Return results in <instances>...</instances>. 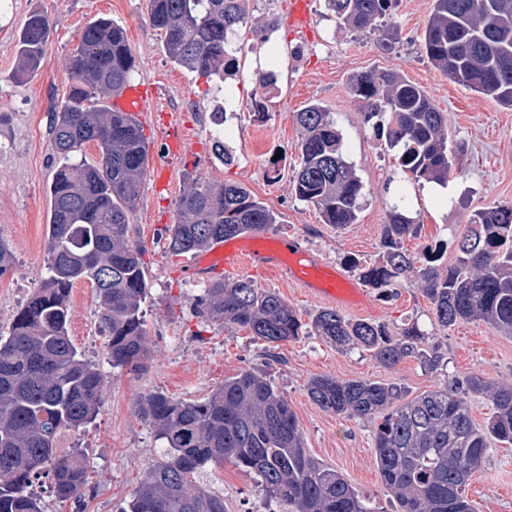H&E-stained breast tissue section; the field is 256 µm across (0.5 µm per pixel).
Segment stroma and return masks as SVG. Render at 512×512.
I'll return each instance as SVG.
<instances>
[{
    "label": "stroma",
    "instance_id": "35a3bbf8",
    "mask_svg": "<svg viewBox=\"0 0 512 512\" xmlns=\"http://www.w3.org/2000/svg\"><path fill=\"white\" fill-rule=\"evenodd\" d=\"M288 2L248 0V22L239 30L244 53L226 83L239 89L238 111L224 123V157L219 160L207 132L213 126L212 109L225 99V85H206L167 58L162 37L150 22L148 0H0V241L13 256L11 268L0 275V332L8 329L46 273L47 189L62 162L49 131L50 112L66 99L65 60L89 22L108 18L124 28L137 65L134 82L161 86L163 104L176 111L195 137L192 151L173 164L171 193L158 195L143 185L130 216L131 233L145 250L150 284L143 304L150 347L146 372L134 375L113 367L108 338L99 327L95 289L80 282L71 292V339L101 372L106 390L95 421L63 431L56 441L61 457L87 449L92 468L86 487L80 497L61 500L48 484H36L44 512H124L161 455L153 426L137 410L138 400L154 391L201 400L244 369L261 372L288 399L310 455L370 495L379 512H394L392 496L377 472L372 422L324 411L308 397V381L318 374L371 379L400 386L410 399L444 382L464 387L473 374L512 381V335L478 321L439 326L429 299L411 278L402 280L390 299L369 289L370 309H349L345 315L383 324L394 333L418 322L427 334V348L442 358L433 373L413 358L387 368L365 351L342 353L313 334L272 349L247 332L203 326L195 317V300L209 281L186 272V257L167 252L160 239L163 226L154 220L161 213L175 215L177 200L193 177L216 189L227 182L245 185L278 213L275 234L302 239L350 281H358V267L379 260L382 226L389 221L386 186L400 171L349 93L354 75L399 72L424 88L448 116L449 145L458 162L450 176L455 199L446 209L425 196L422 185L408 184L410 207L418 212L421 227L417 236L404 239V249L415 252L442 241L448 245L444 262L454 263L455 236L472 215L512 203V107L471 92L430 63L423 42L432 0H399L388 22L364 33L340 28L325 0H311L310 29L299 32L288 24ZM35 11L49 17L51 36L40 68L19 78V33ZM269 56L276 59L278 82L267 95L268 113L260 121L249 110L251 98L262 92L253 70L257 59ZM312 103L333 113L347 158L364 187L357 223L342 230L324 224L313 205L291 193L300 138L293 115ZM279 153L287 163L272 180L266 169ZM253 281L282 296L302 323H310L323 307L322 301L278 277L257 275ZM200 482L223 496L226 512H269L252 475L232 464L209 468ZM466 495L475 512H512V447L492 443Z\"/></svg>",
    "mask_w": 512,
    "mask_h": 512
}]
</instances>
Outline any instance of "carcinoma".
<instances>
[{
  "label": "carcinoma",
  "instance_id": "cac0c4a2",
  "mask_svg": "<svg viewBox=\"0 0 512 512\" xmlns=\"http://www.w3.org/2000/svg\"><path fill=\"white\" fill-rule=\"evenodd\" d=\"M433 0L424 35L428 59L455 83L512 106V0ZM246 0H149L150 22L163 34L171 62L206 82L224 81L238 68L243 45L230 41L246 24ZM397 0H326L339 24L356 32L386 21ZM46 15H30L19 34L17 76L35 71L50 37ZM69 94L51 112V132L63 162L49 185L47 274L17 310L8 336L0 335V512H42L33 490L43 477L63 498L87 484L89 461L76 451L56 458L58 435L94 421L103 379L72 342L70 295L91 282L100 299V327L108 336L115 368L139 373L149 357L142 304L148 283L142 247L130 235V215L140 197L148 141L137 117L112 111L105 101L131 82L135 60L125 31L98 19L81 32L66 60ZM380 144L394 151L402 178L391 193L383 225L381 259L359 269L381 296L394 295L413 275L433 305L437 323L482 321L512 333V204L476 212L456 239L458 256L442 265L441 246L419 253L402 247L418 235L404 182L447 184L454 161L448 118L428 93L402 75L369 72L349 86ZM302 134L300 167L292 181L298 200L314 205L324 223L344 229L356 223L363 184L345 155L344 137L324 106L294 113ZM94 143V163L74 156ZM279 216L245 186L218 190L191 182L179 197L175 223L165 227L174 255L198 252L244 233H262ZM205 323L246 330L269 344L299 338L303 323L279 294L249 278L214 281L195 302ZM312 330L336 349L368 351L378 364L395 367L417 358L434 372L441 357L425 349L414 323L393 334L385 325L352 321L334 309L319 311ZM310 399L337 415L374 423L380 481L397 512H472L465 496L490 441L512 445V383L467 378L466 393L493 407L475 424L466 397L444 386L411 400L395 384L370 379L312 377ZM140 414L155 428L160 461L133 492L126 512H224V498L190 489L210 466L231 463L253 475L276 512H371L343 475L304 448L288 399L250 369L224 379L204 400H175L161 391L144 397Z\"/></svg>",
  "mask_w": 512,
  "mask_h": 512
}]
</instances>
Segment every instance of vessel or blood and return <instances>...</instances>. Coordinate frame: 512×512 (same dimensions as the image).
<instances>
[{
	"label": "vessel or blood",
	"instance_id": "1",
	"mask_svg": "<svg viewBox=\"0 0 512 512\" xmlns=\"http://www.w3.org/2000/svg\"><path fill=\"white\" fill-rule=\"evenodd\" d=\"M156 87L146 84L126 86L110 106L116 112H151L163 127L177 121L170 111L157 108ZM189 272L212 279L229 277L244 270L285 276L304 288L315 299H324L341 307L367 308L369 297L364 288L345 278L336 267L327 265L301 240L281 235L240 236L215 242L211 248L193 258Z\"/></svg>",
	"mask_w": 512,
	"mask_h": 512
}]
</instances>
